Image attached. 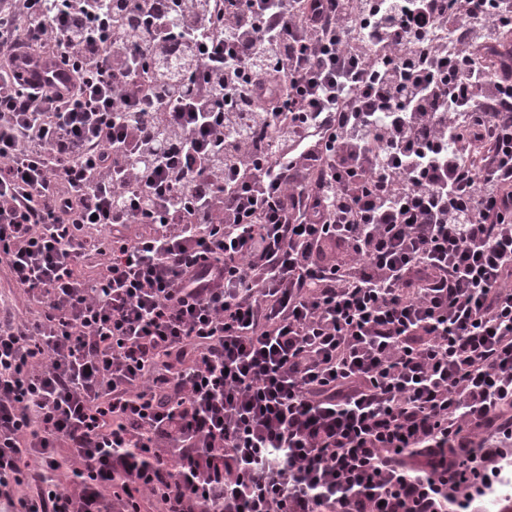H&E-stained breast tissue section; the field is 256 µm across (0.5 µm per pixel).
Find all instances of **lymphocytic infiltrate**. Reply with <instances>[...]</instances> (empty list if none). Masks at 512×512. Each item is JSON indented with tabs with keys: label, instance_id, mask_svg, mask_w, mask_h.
Masks as SVG:
<instances>
[{
	"label": "lymphocytic infiltrate",
	"instance_id": "1",
	"mask_svg": "<svg viewBox=\"0 0 512 512\" xmlns=\"http://www.w3.org/2000/svg\"><path fill=\"white\" fill-rule=\"evenodd\" d=\"M510 31L512 0H0V263L39 306L0 316V488L63 445L97 473L0 512L165 471L168 512H474L512 462Z\"/></svg>",
	"mask_w": 512,
	"mask_h": 512
}]
</instances>
